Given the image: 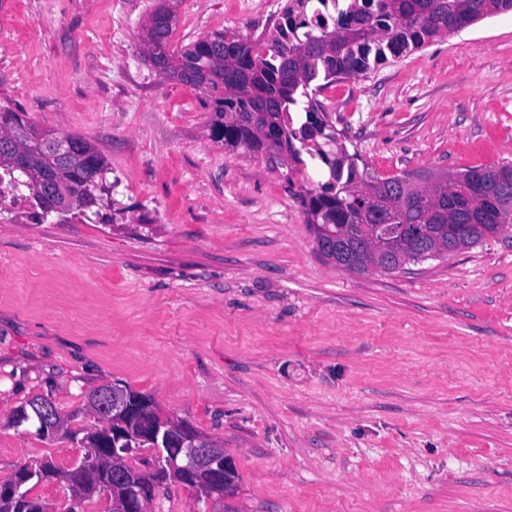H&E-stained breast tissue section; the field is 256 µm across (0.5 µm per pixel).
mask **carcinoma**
Returning a JSON list of instances; mask_svg holds the SVG:
<instances>
[{
	"label": "carcinoma",
	"mask_w": 512,
	"mask_h": 512,
	"mask_svg": "<svg viewBox=\"0 0 512 512\" xmlns=\"http://www.w3.org/2000/svg\"><path fill=\"white\" fill-rule=\"evenodd\" d=\"M512 11V0H351L332 29L318 23L304 30L293 25L288 9L266 44L247 34L214 30L177 50L169 48L176 18L157 0L145 25L156 39L142 46L143 60L169 64L170 78L206 96L214 114L211 132L224 146L272 155L306 170L313 165L321 180L304 183L295 193L305 223L314 233L316 251L323 259L336 255V245L347 242L353 251L354 272L393 273L428 260L470 249L512 231V165L471 167L448 180L437 170L404 172L388 178L360 169L357 154L338 143L323 119L316 96L337 82L363 74L438 38L458 32L484 18ZM57 137L23 117V111L0 104V176L21 192L42 224L53 207L65 205L81 215L98 206L99 187L107 183L108 164L94 144L76 136L69 158L58 160L46 144ZM464 213L477 223L460 220ZM425 230V246L417 245L414 228ZM136 412L125 422L135 433L150 437L155 428L150 395L122 387ZM46 399L31 397L15 410L13 424L37 428L34 406ZM28 413L22 420L21 412ZM112 432V422L101 424L81 438L99 449L95 465L81 463L64 469L45 460L24 465L13 477L27 479L28 491L43 482L70 480L71 498L80 503L103 495L124 504L130 488L114 476L109 449L99 447ZM164 466L145 473L136 493L149 502L158 489L174 481L193 488L200 475L184 469L169 475L165 466L176 448H161Z\"/></svg>",
	"instance_id": "obj_1"
}]
</instances>
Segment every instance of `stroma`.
<instances>
[{"mask_svg": "<svg viewBox=\"0 0 512 512\" xmlns=\"http://www.w3.org/2000/svg\"><path fill=\"white\" fill-rule=\"evenodd\" d=\"M156 0H7L0 101L106 157L111 222L0 217V479L81 442L13 427L50 396L70 430L127 385L223 442L236 512H512V232L406 270L326 263L290 166L211 135L198 90L141 59ZM178 0L172 48L263 26ZM318 100L380 177L512 163V14Z\"/></svg>", "mask_w": 512, "mask_h": 512, "instance_id": "1", "label": "stroma"}]
</instances>
